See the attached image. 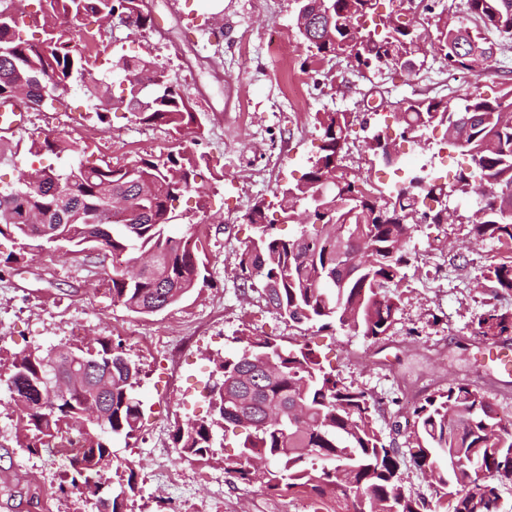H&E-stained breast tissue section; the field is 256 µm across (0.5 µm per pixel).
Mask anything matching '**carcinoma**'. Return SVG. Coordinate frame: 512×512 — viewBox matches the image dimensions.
Masks as SVG:
<instances>
[{
    "label": "carcinoma",
    "instance_id": "1",
    "mask_svg": "<svg viewBox=\"0 0 512 512\" xmlns=\"http://www.w3.org/2000/svg\"><path fill=\"white\" fill-rule=\"evenodd\" d=\"M306 9L295 21L306 54L302 65L336 57V45L366 37L365 59L358 65L380 70L382 55H413L419 35L390 26L350 30V22L374 13L373 0H303ZM32 23L42 37L30 35L25 11L16 0H0V99L19 88L29 98L53 109L76 82L96 100L99 122L120 106L146 126L163 125L200 134L189 99L171 74L148 55H121L116 65L136 77L137 85L112 96L92 77L96 61L86 49L102 39V29L90 25L114 12L126 26L154 27V18L139 0H38ZM427 13L435 18L431 42L444 49L441 63L476 77L496 70V53L512 44V0H460L447 5L430 0ZM81 27L84 49L68 36ZM350 112H318L321 133L318 155L310 159L301 181L282 188L279 209L289 224L300 226L288 239L267 222L269 204L260 200L246 213L255 229L241 254L243 284L260 281L266 304L294 324L336 323L376 340L392 327L399 310L389 288L405 277L409 263L407 241L414 225L409 213L425 200L453 191L455 197L473 193L479 178L495 195L470 215L471 233L478 241L492 240L512 252V100L505 103L469 93L452 108L441 97H426L404 113L403 133L417 136L431 126L455 130L451 147L470 159L475 170L461 169L448 185L437 178L424 180L411 173L393 183L386 194L363 193L356 175L336 172V155L343 152ZM0 138V163L15 161L18 153L55 164L39 167L38 185L27 172L18 182L0 187V237L20 241L19 252L0 257L8 266L23 256L35 240L28 217L49 226L70 254H108L112 269V301L138 314H152L190 293L209 275L207 258L190 236L176 234L174 202L195 189L203 158L185 152L164 158L138 157L115 165H88L60 139L32 138L15 144L9 153ZM345 180L344 193L323 188L331 178ZM310 211V232L301 214ZM482 277L512 292V262L487 266ZM477 332L496 328L512 331V313L495 307L475 319ZM242 348L216 364L221 375L214 386L210 419L175 426L172 440L180 456L202 457L212 448L216 428L237 427L245 419L247 433L232 471L245 482H260L272 493L333 496L350 507L363 502L360 512H424L427 502L403 489L399 448L376 427L380 402L326 371L307 345L284 348L268 337L242 336ZM96 356L68 349L61 364L75 367L85 383L68 395L39 383V346L17 354L8 367L6 386L25 430L22 446L38 452L52 439L76 431L78 451L68 459L69 490L83 494L81 473L104 484L114 466L112 439H131L138 431L143 408L134 394L139 367L120 345L100 339ZM112 374L101 423L74 424L81 403L96 390L99 379ZM410 437L414 465L434 476L436 494L445 512H497L500 487L512 482V424H505L494 404L463 383H450L416 404ZM126 482L112 496V512L124 491L135 490L134 465L126 464Z\"/></svg>",
    "mask_w": 512,
    "mask_h": 512
}]
</instances>
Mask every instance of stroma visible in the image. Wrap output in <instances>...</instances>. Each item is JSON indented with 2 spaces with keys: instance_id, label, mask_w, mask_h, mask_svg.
I'll list each match as a JSON object with an SVG mask.
<instances>
[{
  "instance_id": "obj_1",
  "label": "stroma",
  "mask_w": 512,
  "mask_h": 512,
  "mask_svg": "<svg viewBox=\"0 0 512 512\" xmlns=\"http://www.w3.org/2000/svg\"><path fill=\"white\" fill-rule=\"evenodd\" d=\"M152 29L112 27L110 42L99 45L95 78L112 80L121 54H149L166 68L190 99L199 136L145 126L125 110L102 128L93 103L72 90L67 108L26 110L17 130L21 139L50 135L66 141L93 163L123 162L171 151L204 155L199 186L209 210L196 209L185 195L178 231H192L208 263L207 282L178 303L153 315H139L113 302L96 258L30 252L11 267L0 266V373L29 345L81 346L98 337L122 342L140 368L136 389L144 415L136 438L112 441L116 463L134 462L137 490L122 512H345L343 502L269 493L228 470L239 436L217 437L201 463L209 482L194 478L172 442L175 424L210 415L208 392L216 376L214 358L236 351L241 336H273L283 347L311 344L326 368L345 383L380 399L376 425L395 440L406 491L424 497L427 512L442 506L430 479L410 459L404 424L413 403L451 382H463L512 421V378H501L481 360L490 344L512 345V333L487 339L474 320L496 307L512 312V292L481 280L486 266L507 252L490 241L474 242L469 224L416 221L408 244L411 261L395 293L399 312L390 330L371 342L339 326L296 325L269 307L261 289L242 290L240 257L253 234L245 213L272 199L281 186L301 179L315 156L319 131L314 116L343 111L355 120L342 161L346 171L388 186L400 173L427 170L452 181L460 155L447 146L444 127L424 131L414 152L399 151V169L385 167L365 147L360 117L371 88L389 92L392 109L371 116L389 139L401 132L396 107L408 100L441 96L457 104L466 93L492 99L512 87V49L498 57L499 72L475 77L452 73L440 61L410 75L360 77L336 65L330 77L304 71L297 47L294 0H147ZM302 85L301 99L288 94L290 81ZM65 468L52 453L28 454L19 445L17 417L0 380V512H97L95 501L61 494Z\"/></svg>"
}]
</instances>
